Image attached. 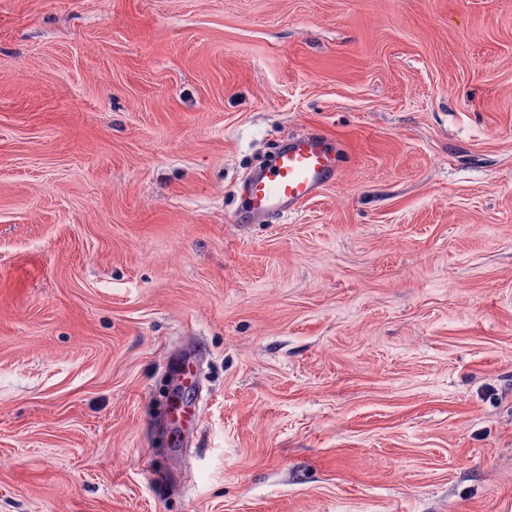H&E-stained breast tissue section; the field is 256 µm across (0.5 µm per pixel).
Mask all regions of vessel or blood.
I'll list each match as a JSON object with an SVG mask.
<instances>
[{
  "label": "vessel or blood",
  "mask_w": 512,
  "mask_h": 512,
  "mask_svg": "<svg viewBox=\"0 0 512 512\" xmlns=\"http://www.w3.org/2000/svg\"><path fill=\"white\" fill-rule=\"evenodd\" d=\"M334 140L322 132L289 137L272 164L247 178L248 213L259 220L285 216L315 198L336 176Z\"/></svg>",
  "instance_id": "b4317fda"
}]
</instances>
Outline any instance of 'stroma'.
<instances>
[{
  "instance_id": "1",
  "label": "stroma",
  "mask_w": 512,
  "mask_h": 512,
  "mask_svg": "<svg viewBox=\"0 0 512 512\" xmlns=\"http://www.w3.org/2000/svg\"><path fill=\"white\" fill-rule=\"evenodd\" d=\"M0 512H512V0H0ZM334 140L323 132L289 137L272 164L247 178L244 192L252 220L287 216L315 198L336 177Z\"/></svg>"
}]
</instances>
